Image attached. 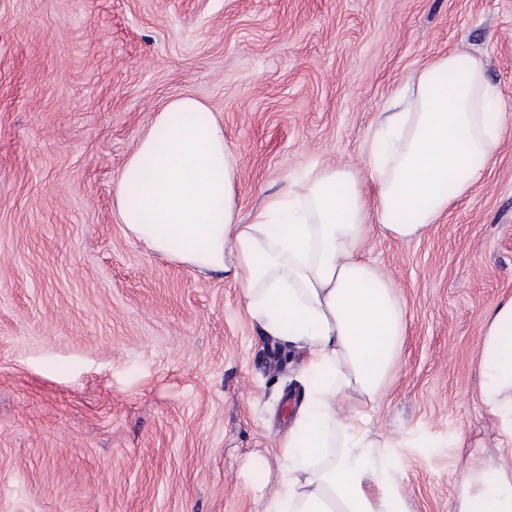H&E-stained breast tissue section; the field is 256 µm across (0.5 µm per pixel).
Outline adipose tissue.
Here are the masks:
<instances>
[{"label":"adipose tissue","instance_id":"obj_1","mask_svg":"<svg viewBox=\"0 0 512 512\" xmlns=\"http://www.w3.org/2000/svg\"><path fill=\"white\" fill-rule=\"evenodd\" d=\"M497 85L462 51L417 72L380 115L359 172L316 164L250 218L237 203L224 127L192 97L166 104L139 137L115 188L128 234L190 269L232 271L264 336L299 352L304 399L280 442L263 512H407L394 441L372 416L398 369L406 330L390 278L364 252L373 228L421 237L484 177L507 125ZM479 398L492 443L456 483L457 512H512V298L489 312Z\"/></svg>","mask_w":512,"mask_h":512}]
</instances>
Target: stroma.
Listing matches in <instances>:
<instances>
[{
  "instance_id": "35a3bbf8",
  "label": "stroma",
  "mask_w": 512,
  "mask_h": 512,
  "mask_svg": "<svg viewBox=\"0 0 512 512\" xmlns=\"http://www.w3.org/2000/svg\"><path fill=\"white\" fill-rule=\"evenodd\" d=\"M512 118V0H0V512H262L304 391L298 354L239 283L130 237L114 187L165 104L204 102L238 203L313 164L368 180L393 93L449 50ZM366 256L406 310L375 427L401 441L409 512H454L490 309L512 297V135L421 237Z\"/></svg>"
}]
</instances>
